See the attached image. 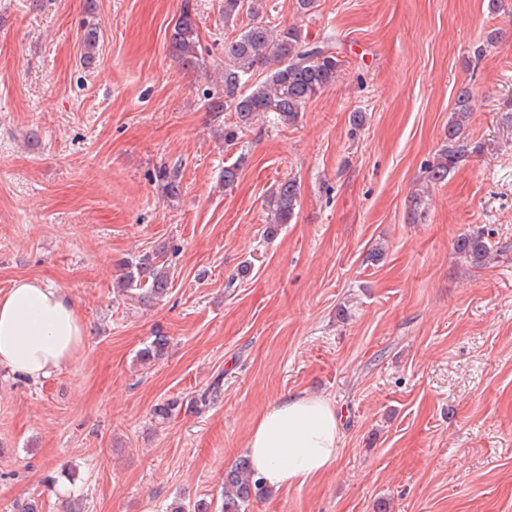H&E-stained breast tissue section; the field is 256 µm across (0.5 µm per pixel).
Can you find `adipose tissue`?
<instances>
[{
  "instance_id": "obj_1",
  "label": "adipose tissue",
  "mask_w": 512,
  "mask_h": 512,
  "mask_svg": "<svg viewBox=\"0 0 512 512\" xmlns=\"http://www.w3.org/2000/svg\"><path fill=\"white\" fill-rule=\"evenodd\" d=\"M84 327L59 288L22 277L0 290V367L31 381L52 377L78 350ZM339 422L333 406L307 393L288 395L260 414L246 452L256 478L277 490L332 471Z\"/></svg>"
}]
</instances>
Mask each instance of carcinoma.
Returning a JSON list of instances; mask_svg holds the SVG:
<instances>
[{
    "label": "carcinoma",
    "mask_w": 512,
    "mask_h": 512,
    "mask_svg": "<svg viewBox=\"0 0 512 512\" xmlns=\"http://www.w3.org/2000/svg\"><path fill=\"white\" fill-rule=\"evenodd\" d=\"M266 0H223L224 21L229 22L241 13L255 18L265 12ZM100 32L90 20L84 22L82 61L95 62ZM199 33L196 11L191 0H183L171 37L170 50L182 66L193 68L199 63ZM264 73L261 78L256 72ZM339 60L327 42H311L300 29L290 25L276 29L262 21L252 23L237 38L224 43L223 94L208 101L213 112L231 111L236 121L224 128V144L232 146L245 130L272 112L283 125L295 124L305 104L322 90L336 82ZM471 91L459 87L451 116L448 119L446 144L428 168L426 182L445 181L462 157L470 152L465 134L466 122L472 110ZM159 179L166 192L174 196L179 191V170L173 166L159 170ZM300 195L295 181H282L274 188L269 200L272 223L288 224L298 206ZM455 251L473 265H482L492 258V250L480 233L467 232L455 241ZM162 257L142 256L126 263L118 287L124 291L141 288L148 298L162 294L168 287V276ZM167 337L157 334L142 348L137 360L149 364L161 359L167 350ZM183 401L170 398L156 404L152 415L163 422L179 413ZM267 489L256 479L246 458L239 459L224 473V500L220 512H246L249 502L261 499ZM211 504L197 500L193 503L174 498L165 512H210Z\"/></svg>",
    "instance_id": "carcinoma-1"
}]
</instances>
